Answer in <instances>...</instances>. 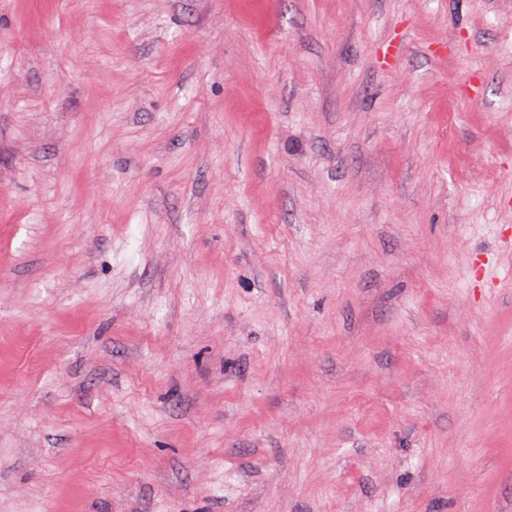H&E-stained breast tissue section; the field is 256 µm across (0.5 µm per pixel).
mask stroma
<instances>
[{"instance_id": "stroma-1", "label": "stroma", "mask_w": 512, "mask_h": 512, "mask_svg": "<svg viewBox=\"0 0 512 512\" xmlns=\"http://www.w3.org/2000/svg\"><path fill=\"white\" fill-rule=\"evenodd\" d=\"M512 0H0V512H512Z\"/></svg>"}]
</instances>
